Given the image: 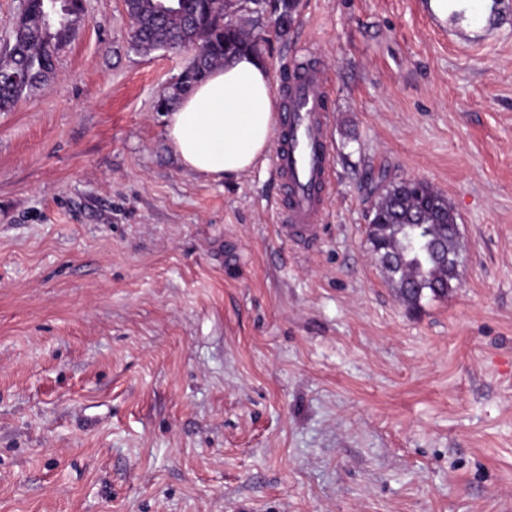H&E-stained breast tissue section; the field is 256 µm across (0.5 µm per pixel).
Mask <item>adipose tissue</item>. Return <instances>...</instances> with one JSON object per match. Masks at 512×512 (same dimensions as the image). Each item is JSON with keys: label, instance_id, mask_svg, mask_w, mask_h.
I'll return each mask as SVG.
<instances>
[{"label": "adipose tissue", "instance_id": "1", "mask_svg": "<svg viewBox=\"0 0 512 512\" xmlns=\"http://www.w3.org/2000/svg\"><path fill=\"white\" fill-rule=\"evenodd\" d=\"M276 112L268 68L244 52L184 95L169 116L167 138L186 170L213 180L237 178L269 150Z\"/></svg>", "mask_w": 512, "mask_h": 512}]
</instances>
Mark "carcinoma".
<instances>
[{
    "label": "carcinoma",
    "mask_w": 512,
    "mask_h": 512,
    "mask_svg": "<svg viewBox=\"0 0 512 512\" xmlns=\"http://www.w3.org/2000/svg\"><path fill=\"white\" fill-rule=\"evenodd\" d=\"M288 0H177L174 9L159 13V0H125V9L134 20L131 45L142 53L161 47H200L201 54L174 87L172 97L186 92L214 68L243 50L259 51L234 16L247 11L260 15L271 7L279 34L286 35L294 22L288 16ZM81 22V10L67 15L50 27L43 0H24L18 24L21 53L7 50L0 57V73L19 67L28 80L0 91V110L17 103L47 81L53 72V57L60 44ZM428 200L417 198L410 182H391L375 204L368 230L372 255L385 281L408 309L416 311L425 299L440 300L455 288L460 249L457 218L447 198L428 187ZM430 225V238L417 242L413 225Z\"/></svg>",
    "instance_id": "1"
}]
</instances>
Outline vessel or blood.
<instances>
[{"label":"vessel or blood","instance_id":"obj_1","mask_svg":"<svg viewBox=\"0 0 512 512\" xmlns=\"http://www.w3.org/2000/svg\"><path fill=\"white\" fill-rule=\"evenodd\" d=\"M431 24L451 43L472 48L512 28V0H419ZM327 79L304 69L290 85L278 123L271 164L287 189L277 208L281 234L310 245L317 238L330 182Z\"/></svg>","mask_w":512,"mask_h":512}]
</instances>
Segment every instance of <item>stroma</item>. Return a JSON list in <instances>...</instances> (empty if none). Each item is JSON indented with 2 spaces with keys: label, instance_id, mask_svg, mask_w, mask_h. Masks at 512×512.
<instances>
[{
  "label": "stroma",
  "instance_id": "1",
  "mask_svg": "<svg viewBox=\"0 0 512 512\" xmlns=\"http://www.w3.org/2000/svg\"><path fill=\"white\" fill-rule=\"evenodd\" d=\"M0 111V512H512V30L463 50L417 0H298L249 28L273 91L330 83L319 238L268 162L167 139L190 50L84 0ZM443 193L461 262L408 310L366 237L380 182Z\"/></svg>",
  "mask_w": 512,
  "mask_h": 512
}]
</instances>
